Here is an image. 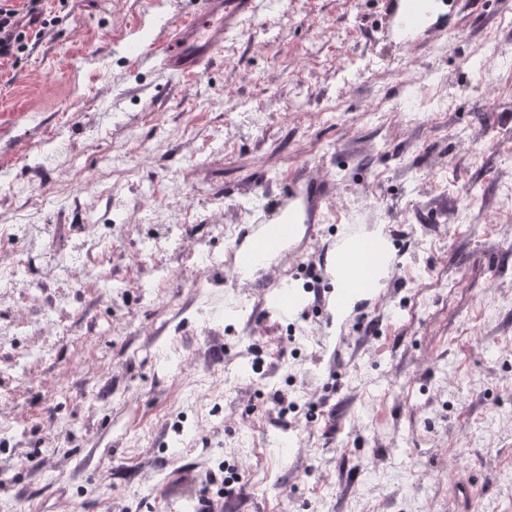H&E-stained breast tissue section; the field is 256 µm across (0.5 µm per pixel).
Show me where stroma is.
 Here are the masks:
<instances>
[{"mask_svg": "<svg viewBox=\"0 0 512 512\" xmlns=\"http://www.w3.org/2000/svg\"><path fill=\"white\" fill-rule=\"evenodd\" d=\"M187 9L70 0L0 70V224L53 228L18 274L50 310L0 304L22 322L0 335V512H472L488 454L512 462L493 429L512 406V86L479 70L488 41L512 52V0H434L410 45L385 0H267L200 77L159 78L134 50ZM430 75L451 110L423 103ZM299 171L333 183L312 249L338 222L397 231L383 307L366 291L345 318L278 322L264 271L248 291L219 266L198 289L189 237L145 250L161 208L202 235L253 224ZM70 255L83 284L57 288ZM172 344L184 361L161 365ZM219 368L204 425L194 396Z\"/></svg>", "mask_w": 512, "mask_h": 512, "instance_id": "obj_1", "label": "stroma"}]
</instances>
